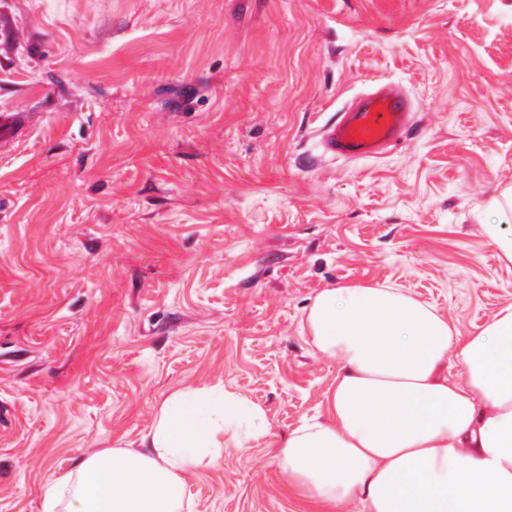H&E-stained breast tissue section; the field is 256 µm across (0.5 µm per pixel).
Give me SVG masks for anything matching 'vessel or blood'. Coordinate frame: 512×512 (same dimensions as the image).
<instances>
[{"mask_svg": "<svg viewBox=\"0 0 512 512\" xmlns=\"http://www.w3.org/2000/svg\"><path fill=\"white\" fill-rule=\"evenodd\" d=\"M407 97L391 86L379 87L352 104L326 130L324 147L334 156L365 159L396 145L409 121Z\"/></svg>", "mask_w": 512, "mask_h": 512, "instance_id": "vessel-or-blood-1", "label": "vessel or blood"}]
</instances>
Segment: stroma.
<instances>
[{
  "instance_id": "1",
  "label": "stroma",
  "mask_w": 512,
  "mask_h": 512,
  "mask_svg": "<svg viewBox=\"0 0 512 512\" xmlns=\"http://www.w3.org/2000/svg\"><path fill=\"white\" fill-rule=\"evenodd\" d=\"M390 84L397 146L328 155ZM0 512L162 401L222 389L269 433L185 473L181 512H361L280 467L338 364L306 315L331 287L403 289L471 336L512 304V0H0Z\"/></svg>"
}]
</instances>
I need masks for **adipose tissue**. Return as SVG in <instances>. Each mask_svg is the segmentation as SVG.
Listing matches in <instances>:
<instances>
[{"mask_svg":"<svg viewBox=\"0 0 512 512\" xmlns=\"http://www.w3.org/2000/svg\"><path fill=\"white\" fill-rule=\"evenodd\" d=\"M312 345L340 363L327 417L303 420L281 468L312 497L363 512H512V304L462 336L397 288H326ZM461 376H452V367ZM263 439V410L228 392L176 391L142 451L106 448L43 489L44 512H176L182 476L231 427Z\"/></svg>","mask_w":512,"mask_h":512,"instance_id":"adipose-tissue-1","label":"adipose tissue"}]
</instances>
